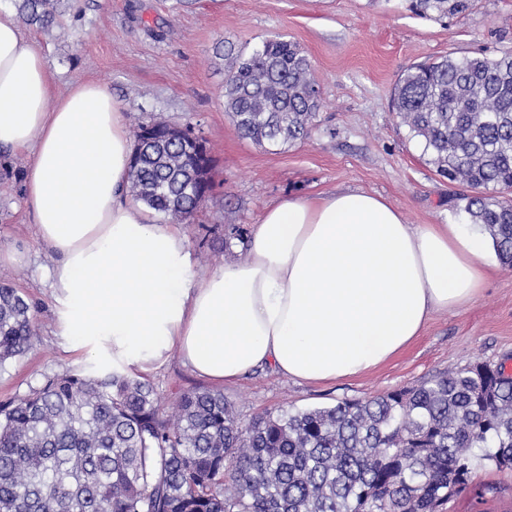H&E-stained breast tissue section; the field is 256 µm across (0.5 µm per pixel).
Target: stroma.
Wrapping results in <instances>:
<instances>
[{
  "label": "stroma",
  "mask_w": 512,
  "mask_h": 512,
  "mask_svg": "<svg viewBox=\"0 0 512 512\" xmlns=\"http://www.w3.org/2000/svg\"><path fill=\"white\" fill-rule=\"evenodd\" d=\"M60 25L24 32L40 48L55 92L77 79L105 83L128 131L153 119L191 129L214 159L213 188L184 225L199 272L247 256L235 229L250 231L267 205L290 194L318 198L352 188L383 197L409 224H444L456 217L462 185L426 164L392 110L407 67L451 53L497 56L512 51V0H474L463 15L425 18L411 0H65ZM283 34L308 55L320 92L307 139L285 150L240 136L224 110V42L250 46ZM27 158L0 150V250L19 254L0 265L36 308L32 349L0 371V401L24 395L44 376L88 370L86 354L65 351L57 336L56 304L46 270L51 258L24 205ZM512 356V268L491 275L467 308L433 315L421 336L392 360L360 378L331 384L298 382L270 368L220 389L241 422L264 411L303 409L412 387L443 371ZM146 378L162 408L177 393L212 382L170 355ZM505 484L500 495L476 498L475 488ZM473 491L446 512H512V475L483 463Z\"/></svg>",
  "instance_id": "obj_1"
}]
</instances>
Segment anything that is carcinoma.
<instances>
[{
  "instance_id": "carcinoma-1",
  "label": "carcinoma",
  "mask_w": 512,
  "mask_h": 512,
  "mask_svg": "<svg viewBox=\"0 0 512 512\" xmlns=\"http://www.w3.org/2000/svg\"><path fill=\"white\" fill-rule=\"evenodd\" d=\"M24 23L62 0H14ZM431 17L471 0H414ZM224 107L259 146L303 141L319 94L309 59L283 35L224 55ZM392 108L436 172L477 191L468 224L512 267V54L448 55L407 68ZM159 118L134 134L136 200L179 223L212 189L206 141H174ZM35 310L0 282V369L26 354ZM512 473V374L475 362L419 384L331 406L277 410L242 425L224 392L180 393L172 414L149 383L98 364L44 376L0 403V512H443L475 460Z\"/></svg>"
}]
</instances>
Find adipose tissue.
I'll list each match as a JSON object with an SVG mask.
<instances>
[{"label":"adipose tissue","mask_w":512,"mask_h":512,"mask_svg":"<svg viewBox=\"0 0 512 512\" xmlns=\"http://www.w3.org/2000/svg\"><path fill=\"white\" fill-rule=\"evenodd\" d=\"M26 150L24 203L68 349L149 372L178 353L215 382L268 366L304 382L365 375L439 311L472 304L498 267L474 224H408L344 190L264 208L248 257L195 271L186 234L129 196L134 146L107 85L54 95L45 61L0 9V148Z\"/></svg>","instance_id":"adipose-tissue-1"}]
</instances>
